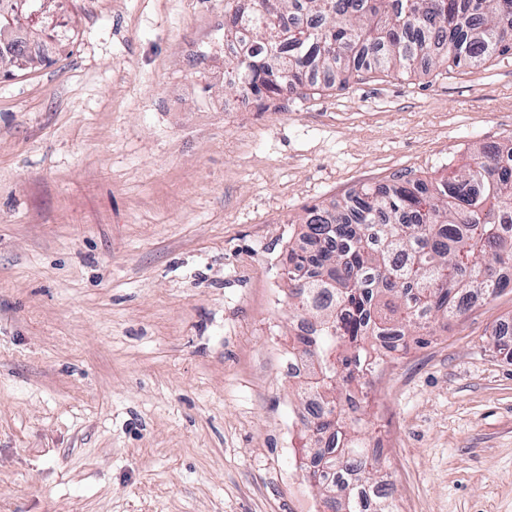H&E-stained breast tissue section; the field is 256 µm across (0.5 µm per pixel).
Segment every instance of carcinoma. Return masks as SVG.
<instances>
[{"label": "carcinoma", "instance_id": "1", "mask_svg": "<svg viewBox=\"0 0 512 512\" xmlns=\"http://www.w3.org/2000/svg\"><path fill=\"white\" fill-rule=\"evenodd\" d=\"M225 88L265 107L321 85L370 74L479 66L512 52V0H224ZM29 70L44 59L0 33V58ZM481 147L463 170L432 184L399 177L329 212L312 209L288 249V299L314 335L293 338L301 396L311 409L305 477L327 512H397L372 478L349 388L381 358L371 336L409 337L468 310V297L508 288L512 159ZM346 396L351 414L340 408Z\"/></svg>", "mask_w": 512, "mask_h": 512}]
</instances>
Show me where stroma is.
Instances as JSON below:
<instances>
[{
  "label": "stroma",
  "instance_id": "obj_1",
  "mask_svg": "<svg viewBox=\"0 0 512 512\" xmlns=\"http://www.w3.org/2000/svg\"><path fill=\"white\" fill-rule=\"evenodd\" d=\"M0 65V512H322L283 263L308 208L512 141V55L269 108L224 0H57ZM512 290L382 364L361 434L399 512H512ZM11 33L4 37L0 27V63L2 64V57L11 54L12 58H15V63L8 58L9 62L20 71L35 68L36 64L42 65L44 59L30 55L23 44L11 38Z\"/></svg>",
  "mask_w": 512,
  "mask_h": 512
}]
</instances>
